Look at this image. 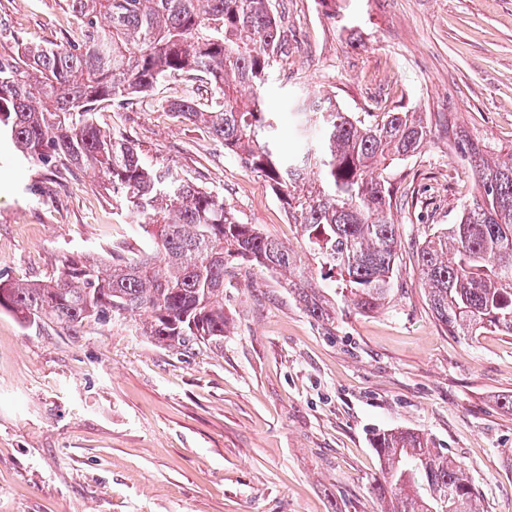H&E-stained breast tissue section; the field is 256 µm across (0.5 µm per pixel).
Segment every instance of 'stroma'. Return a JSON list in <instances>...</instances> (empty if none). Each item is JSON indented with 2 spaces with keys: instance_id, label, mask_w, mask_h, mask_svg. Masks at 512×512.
I'll return each mask as SVG.
<instances>
[{
  "instance_id": "stroma-1",
  "label": "stroma",
  "mask_w": 512,
  "mask_h": 512,
  "mask_svg": "<svg viewBox=\"0 0 512 512\" xmlns=\"http://www.w3.org/2000/svg\"><path fill=\"white\" fill-rule=\"evenodd\" d=\"M288 49L262 89L279 144L296 146L298 96H335L348 112L407 111L429 142L384 175L409 206L397 214L401 284L366 316L314 322L284 276L231 268L220 345L168 348L141 317L71 333L0 311V512H382L369 438L425 434L468 469L480 512H512V336L448 334L433 317L416 249L475 193L448 123L512 149V0H273ZM77 24L62 0H0V55L60 44ZM200 83L171 76L96 114L149 166L222 193L240 219L303 251L298 225L267 182L167 104ZM151 252L134 215L92 174L26 161L0 136V278L56 274L64 257Z\"/></svg>"
}]
</instances>
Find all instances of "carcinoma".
I'll use <instances>...</instances> for the list:
<instances>
[{"mask_svg":"<svg viewBox=\"0 0 512 512\" xmlns=\"http://www.w3.org/2000/svg\"><path fill=\"white\" fill-rule=\"evenodd\" d=\"M63 2L80 18L78 37L0 56V130L27 160L99 177L142 218L154 251L134 260L116 247L108 264L67 257L47 280H0V310L69 332L145 312L142 335L187 347L224 339V277L235 265L287 275L303 309L327 329L339 311L368 315L391 302L402 198L378 166L427 143L423 113L359 116L315 95L299 105V142L285 153L277 115L260 95L287 41L273 0ZM171 74L207 80L209 109L181 98L168 110L207 127L264 177L321 278L335 285V300L312 285L295 251L243 223L223 195L149 167L136 144L96 124L99 105L147 93ZM454 145L477 194L417 249L420 277L434 318L452 335L512 336V152L503 159L496 145L468 136ZM370 443L380 465L373 493L386 512H478L473 479L428 437L390 429L372 433Z\"/></svg>","mask_w":512,"mask_h":512,"instance_id":"carcinoma-1","label":"carcinoma"}]
</instances>
